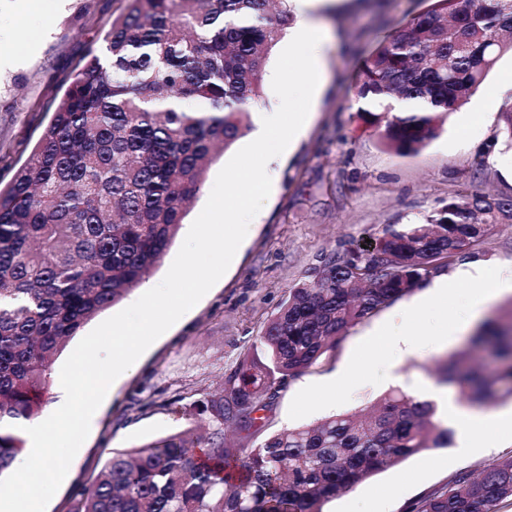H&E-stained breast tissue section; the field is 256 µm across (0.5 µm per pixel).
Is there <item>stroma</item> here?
<instances>
[{"mask_svg": "<svg viewBox=\"0 0 512 512\" xmlns=\"http://www.w3.org/2000/svg\"><path fill=\"white\" fill-rule=\"evenodd\" d=\"M125 6V0H41L39 11L29 13L17 0H0V54L13 50L20 29L44 34L36 52L0 67L1 188L25 162L89 46ZM428 6L429 0H346L327 12L337 42L326 56L330 81L305 135L269 167L275 191L252 219L223 277L113 383L46 512H69L75 489L102 468L110 452L206 424L197 402L218 395L240 353L323 254L361 247L383 225L419 221L461 191L512 195L511 168L475 164L486 151L512 155L499 138V114L512 103V93L498 92L503 74L512 72L511 53L417 155L388 150L380 129L359 110L355 79L362 58ZM459 305L457 296L443 302L416 288L351 328L336 350L281 391L255 436L234 435L231 443L246 451L282 429L367 409L392 390L433 382L436 359L463 347L477 325L471 319L457 335L442 336L443 320ZM416 313L428 319L417 325L412 351L372 345L375 332ZM345 370L352 371L351 380L335 402H323L329 379ZM176 397L185 407L175 412L166 403ZM505 455H512V428L494 427L483 447L465 451L454 443L410 456L333 497L324 512H407L415 499L456 473Z\"/></svg>", "mask_w": 512, "mask_h": 512, "instance_id": "obj_1", "label": "stroma"}]
</instances>
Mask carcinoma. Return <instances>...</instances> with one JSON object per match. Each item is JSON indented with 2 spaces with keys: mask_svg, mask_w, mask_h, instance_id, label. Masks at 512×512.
Returning <instances> with one entry per match:
<instances>
[{
  "mask_svg": "<svg viewBox=\"0 0 512 512\" xmlns=\"http://www.w3.org/2000/svg\"><path fill=\"white\" fill-rule=\"evenodd\" d=\"M88 50L47 126L0 188V475L24 449L11 424L38 415L67 342L146 282L201 192L219 148L249 129L266 63L293 20L288 0H126ZM512 50V0H431L363 59L359 111L384 145L417 154L448 113ZM198 108L192 109L189 104ZM512 196L464 191L412 224H386L366 249L331 252L224 378L193 435L114 452L69 512H322L402 459L446 448L435 404L397 389L369 412L284 429L242 454L224 428L252 435L288 383L352 327L474 255L483 224H511ZM367 269L366 279L354 271ZM494 349V368L471 365ZM441 382L479 409L512 400V305L442 361ZM512 503V455L463 471L409 512H499Z\"/></svg>",
  "mask_w": 512,
  "mask_h": 512,
  "instance_id": "carcinoma-1",
  "label": "carcinoma"
}]
</instances>
